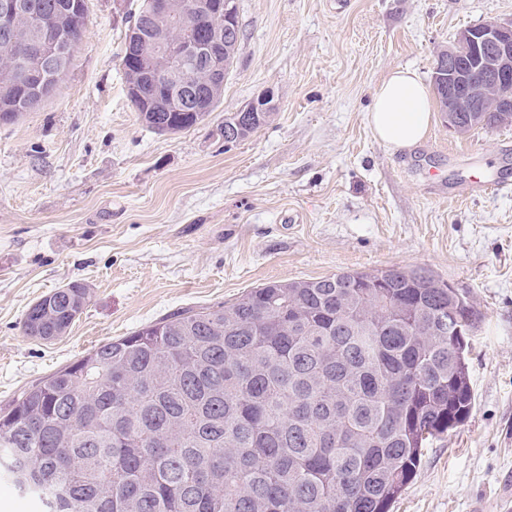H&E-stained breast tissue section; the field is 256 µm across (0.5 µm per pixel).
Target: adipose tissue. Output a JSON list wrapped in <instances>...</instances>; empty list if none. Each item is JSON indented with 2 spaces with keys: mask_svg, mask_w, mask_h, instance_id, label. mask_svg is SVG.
<instances>
[{
  "mask_svg": "<svg viewBox=\"0 0 512 512\" xmlns=\"http://www.w3.org/2000/svg\"><path fill=\"white\" fill-rule=\"evenodd\" d=\"M431 112L430 93L420 75L410 68H396L377 89L368 122L375 137L392 152H404L424 140Z\"/></svg>",
  "mask_w": 512,
  "mask_h": 512,
  "instance_id": "ef3b65f1",
  "label": "adipose tissue"
}]
</instances>
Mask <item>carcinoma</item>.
<instances>
[{"label": "carcinoma", "instance_id": "cac0c4a2", "mask_svg": "<svg viewBox=\"0 0 512 512\" xmlns=\"http://www.w3.org/2000/svg\"><path fill=\"white\" fill-rule=\"evenodd\" d=\"M0 29V123L52 96L58 73L28 74L35 21L81 0H28ZM132 105L151 129L195 127ZM246 112L230 148L263 126ZM88 288H55L27 309L25 335H64ZM465 336L448 335V318ZM479 312L461 288L400 266L272 282L235 302L173 312L107 341L0 407V465L47 512H389L422 450L474 408L468 336Z\"/></svg>", "mask_w": 512, "mask_h": 512}]
</instances>
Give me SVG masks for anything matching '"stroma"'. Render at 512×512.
I'll return each mask as SVG.
<instances>
[{"label":"stroma","mask_w":512,"mask_h":512,"mask_svg":"<svg viewBox=\"0 0 512 512\" xmlns=\"http://www.w3.org/2000/svg\"><path fill=\"white\" fill-rule=\"evenodd\" d=\"M55 94L0 124V406L94 347L177 310L231 303L270 281L392 265L465 289L475 406L424 449L391 512H501L512 475V126L451 131L433 111L395 153L367 120L383 78L465 26L512 20V0H235L241 38L208 119L160 134L122 66L139 0H87ZM269 92L275 109L225 147V113ZM511 187L457 200L474 176ZM71 281L89 302L52 341L21 329Z\"/></svg>","instance_id":"1"}]
</instances>
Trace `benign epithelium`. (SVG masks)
Instances as JSON below:
<instances>
[{
  "label": "benign epithelium",
  "instance_id": "benign-epithelium-1",
  "mask_svg": "<svg viewBox=\"0 0 512 512\" xmlns=\"http://www.w3.org/2000/svg\"><path fill=\"white\" fill-rule=\"evenodd\" d=\"M27 0H0V24L8 25L12 18L30 12ZM177 26L184 30L172 40L166 33ZM238 37V24L231 0H143L140 14L128 32V42L138 41L155 46L160 62L137 63V78L130 83L132 96L140 94L141 81L148 78L162 89L160 112L206 111L205 93L189 78V70L202 67L209 71V89L224 86L228 73L224 58V41ZM77 43L59 47L49 30L40 28L29 43L34 55V67L39 68L53 58L74 54ZM444 88L438 96L445 123L457 134L466 126L458 115H470L472 128L484 122L481 112H495L497 125H512V22L487 20L466 26L455 35L448 47L440 51L439 66L432 75ZM273 96L264 93L238 108L240 112H271Z\"/></svg>",
  "mask_w": 512,
  "mask_h": 512
}]
</instances>
